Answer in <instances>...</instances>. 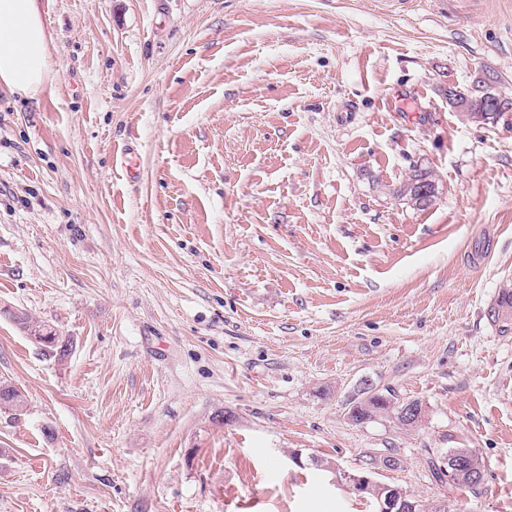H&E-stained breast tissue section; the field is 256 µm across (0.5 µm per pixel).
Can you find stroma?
<instances>
[{
	"label": "stroma",
	"mask_w": 512,
	"mask_h": 512,
	"mask_svg": "<svg viewBox=\"0 0 512 512\" xmlns=\"http://www.w3.org/2000/svg\"><path fill=\"white\" fill-rule=\"evenodd\" d=\"M40 6L53 78L0 91V512H373L310 459L384 448L429 512H512V110L447 97L512 98V0ZM371 388L423 425L352 422ZM478 102L480 98H473L465 94H461L456 89H448V104L460 112H494L493 116H489L488 120L474 121L478 123H491V119L499 115L500 110H507L511 108L512 100L508 97L498 96L495 97L486 108H480ZM421 183L431 185L435 188L437 186V181L432 170L415 166L409 172L406 182L397 191V196L405 200L406 204H411V206L415 208L429 205L433 201L430 196L433 193L436 195V189H430L424 186L420 187ZM419 187V193L421 195L417 191ZM422 195H428V197ZM9 316L20 330L36 341L37 344L41 345L49 354L61 360L69 355L71 343L66 336H60L50 326L33 320L24 312L10 311Z\"/></svg>",
	"instance_id": "stroma-1"
}]
</instances>
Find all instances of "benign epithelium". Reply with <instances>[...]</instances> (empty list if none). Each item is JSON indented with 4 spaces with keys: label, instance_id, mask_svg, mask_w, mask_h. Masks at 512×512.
Segmentation results:
<instances>
[{
    "label": "benign epithelium",
    "instance_id": "7a95c632",
    "mask_svg": "<svg viewBox=\"0 0 512 512\" xmlns=\"http://www.w3.org/2000/svg\"><path fill=\"white\" fill-rule=\"evenodd\" d=\"M478 102H480L478 98L462 94L453 88L448 89V104L460 112H480L482 110L498 112L512 107V99L503 96L494 98L484 109L478 106ZM399 464L400 460L387 450L369 455L363 461L361 468L354 472L341 471L333 465L328 466V470L335 473L338 485L357 494L367 491L371 487L374 488L372 502L375 512H416L418 502L412 500L410 495L398 487L383 484L374 479L375 474L382 470L395 469ZM464 472L467 473L472 483L483 482V471H474L463 461L454 469L445 470L446 482L454 483V478Z\"/></svg>",
    "mask_w": 512,
    "mask_h": 512
}]
</instances>
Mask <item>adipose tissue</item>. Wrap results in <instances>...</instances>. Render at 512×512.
<instances>
[{
  "mask_svg": "<svg viewBox=\"0 0 512 512\" xmlns=\"http://www.w3.org/2000/svg\"><path fill=\"white\" fill-rule=\"evenodd\" d=\"M39 0H0V89L32 98L53 72Z\"/></svg>",
  "mask_w": 512,
  "mask_h": 512,
  "instance_id": "adipose-tissue-1",
  "label": "adipose tissue"
}]
</instances>
